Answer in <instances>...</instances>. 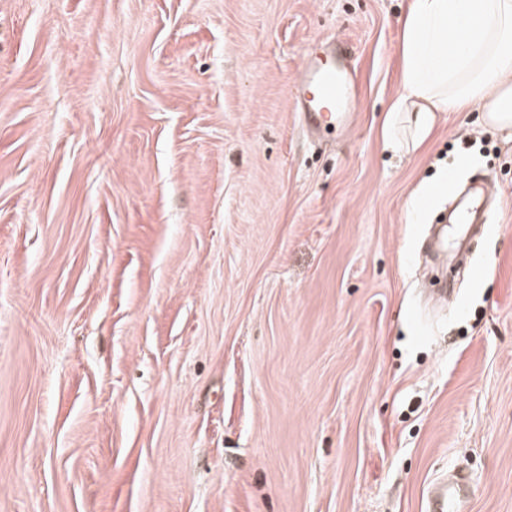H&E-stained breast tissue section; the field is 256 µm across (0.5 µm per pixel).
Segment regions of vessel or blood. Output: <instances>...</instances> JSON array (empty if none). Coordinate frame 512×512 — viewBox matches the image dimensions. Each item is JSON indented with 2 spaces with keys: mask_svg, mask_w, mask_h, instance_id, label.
Segmentation results:
<instances>
[{
  "mask_svg": "<svg viewBox=\"0 0 512 512\" xmlns=\"http://www.w3.org/2000/svg\"><path fill=\"white\" fill-rule=\"evenodd\" d=\"M349 54V44L333 37L318 39L306 49L291 90L293 109L306 133H330L350 125L355 82L346 66ZM471 493L469 476L456 473L431 492L427 512H467Z\"/></svg>",
  "mask_w": 512,
  "mask_h": 512,
  "instance_id": "b4317fda",
  "label": "vessel or blood"
}]
</instances>
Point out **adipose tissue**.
I'll use <instances>...</instances> for the list:
<instances>
[{"instance_id":"1","label":"adipose tissue","mask_w":512,"mask_h":512,"mask_svg":"<svg viewBox=\"0 0 512 512\" xmlns=\"http://www.w3.org/2000/svg\"><path fill=\"white\" fill-rule=\"evenodd\" d=\"M460 21L465 41L447 51ZM400 56L403 92L386 118L387 149L403 154L426 139L437 113L472 108L512 137V0H409Z\"/></svg>"}]
</instances>
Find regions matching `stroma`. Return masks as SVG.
Returning <instances> with one entry per match:
<instances>
[{"instance_id":"1","label":"stroma","mask_w":512,"mask_h":512,"mask_svg":"<svg viewBox=\"0 0 512 512\" xmlns=\"http://www.w3.org/2000/svg\"><path fill=\"white\" fill-rule=\"evenodd\" d=\"M408 0H0V512H512V139L440 112L403 157ZM350 43L356 118L290 89ZM488 177L472 276L417 277ZM346 41L320 38L306 49L291 96L302 129L314 133L342 131L351 123L355 82L346 66ZM471 493V479L467 474L458 472L430 493L426 512H467Z\"/></svg>"}]
</instances>
